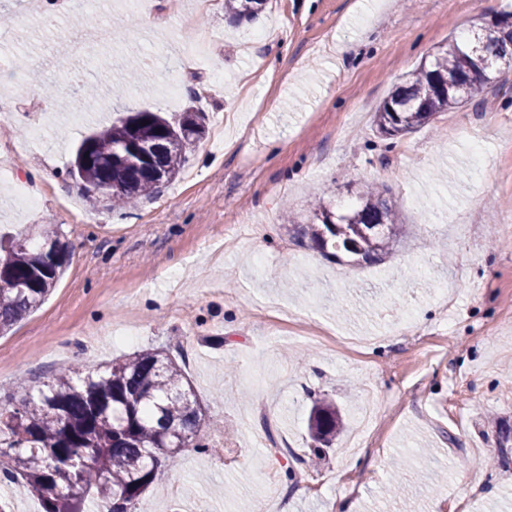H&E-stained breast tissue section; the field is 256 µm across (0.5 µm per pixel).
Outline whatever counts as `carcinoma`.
<instances>
[{"mask_svg":"<svg viewBox=\"0 0 512 512\" xmlns=\"http://www.w3.org/2000/svg\"><path fill=\"white\" fill-rule=\"evenodd\" d=\"M266 0H224L235 19L250 21ZM512 71V24L496 30L479 19L473 39L453 41L433 62L396 86L374 114L378 134L402 138L438 115L456 109ZM148 124L141 125L142 121ZM205 134L200 114L182 113L172 123L158 112L134 111L85 137L71 174L83 186L127 205L154 194L179 174L190 147ZM130 141L149 150L135 163L121 157ZM306 233L326 256L337 253L371 261L400 241L397 207L380 185L355 191L344 212L316 198L309 204ZM69 245L46 227L22 240L0 237V334L39 308L68 263ZM339 416L326 399L314 401L308 432L323 445L336 437ZM210 428L182 367L162 351L134 352L102 371L74 364L53 374L36 393L0 403V474L22 481L40 512H84L94 494L108 512H135L162 470L174 467L184 445L200 447Z\"/></svg>","mask_w":512,"mask_h":512,"instance_id":"carcinoma-1","label":"carcinoma"}]
</instances>
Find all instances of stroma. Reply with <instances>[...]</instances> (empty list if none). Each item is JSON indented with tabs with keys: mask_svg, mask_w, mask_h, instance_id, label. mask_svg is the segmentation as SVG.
Here are the masks:
<instances>
[{
	"mask_svg": "<svg viewBox=\"0 0 512 512\" xmlns=\"http://www.w3.org/2000/svg\"><path fill=\"white\" fill-rule=\"evenodd\" d=\"M165 2L143 19L94 0L48 25L47 5L0 0V162L39 198L24 208L0 183V232L42 224L71 252L0 336V396L159 349L224 427L204 435L218 453L187 448L161 474L147 512H512V87L392 148L374 124L396 83L512 0H267L231 30L224 0H183L180 19ZM80 81L98 87L81 119ZM124 95L172 120L195 107L206 135L158 193L114 208L69 167ZM364 183L403 223L384 261L324 257L283 221ZM321 396L344 428L317 454Z\"/></svg>",
	"mask_w": 512,
	"mask_h": 512,
	"instance_id": "1",
	"label": "stroma"
}]
</instances>
